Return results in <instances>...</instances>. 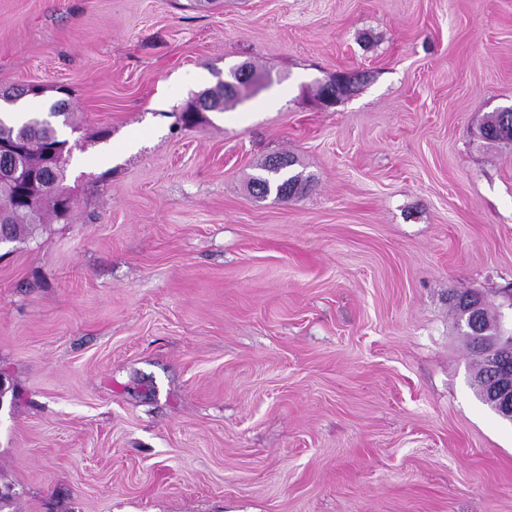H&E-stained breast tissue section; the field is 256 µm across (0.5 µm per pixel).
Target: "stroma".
<instances>
[{
    "mask_svg": "<svg viewBox=\"0 0 512 512\" xmlns=\"http://www.w3.org/2000/svg\"><path fill=\"white\" fill-rule=\"evenodd\" d=\"M32 84L75 207L0 246V512H512L452 300L512 318V0H0ZM252 76L254 77V84L257 83L255 71L253 72L246 63H243L231 70V80H225L224 83L228 90L235 89L236 91H239L241 87H244L245 83L251 80ZM224 83L220 82L216 89L208 90L199 95L206 104V109L208 111H224V104L238 96V92H224ZM353 75L347 72L336 73V76L322 86V105L326 107L336 105L341 96L348 89ZM510 125V136L512 131V108H506L491 115L482 127V137L492 142H505L503 132L505 124ZM279 157L283 158L286 167L278 174L273 175L269 172V162H271V169H280L283 164V161L279 158H274L270 161V159L266 160L264 165L262 166V170L264 171L263 175L253 178L252 186L256 191V195L264 199L266 196L278 192L283 188H292L294 189L298 185H301L304 181L301 173L290 172V167L294 165V159L289 156L279 155Z\"/></svg>",
    "mask_w": 512,
    "mask_h": 512,
    "instance_id": "1",
    "label": "stroma"
}]
</instances>
